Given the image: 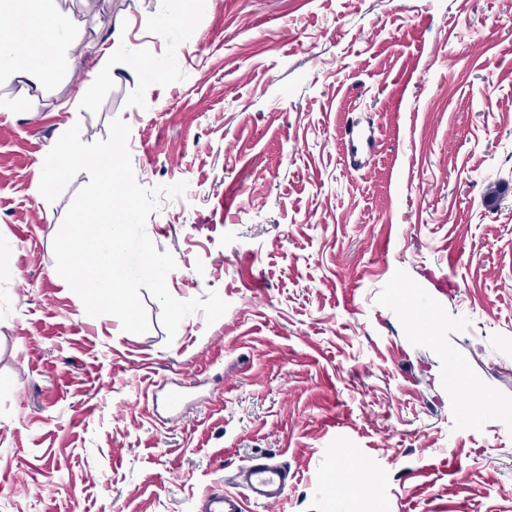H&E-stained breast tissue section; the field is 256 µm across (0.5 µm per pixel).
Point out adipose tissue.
<instances>
[{"mask_svg":"<svg viewBox=\"0 0 512 512\" xmlns=\"http://www.w3.org/2000/svg\"><path fill=\"white\" fill-rule=\"evenodd\" d=\"M74 28L73 21L51 15L35 5L28 9L23 23L0 30V52H7L18 78L26 79L34 74L47 78L53 71L48 46L59 42L64 31Z\"/></svg>","mask_w":512,"mask_h":512,"instance_id":"1","label":"adipose tissue"}]
</instances>
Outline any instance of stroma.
Segmentation results:
<instances>
[{
  "label": "stroma",
  "mask_w": 512,
  "mask_h": 512,
  "mask_svg": "<svg viewBox=\"0 0 512 512\" xmlns=\"http://www.w3.org/2000/svg\"><path fill=\"white\" fill-rule=\"evenodd\" d=\"M45 3L82 33L48 79L0 70V512H200L265 456L288 494L247 512H512V411L459 392L512 403V0ZM117 118L141 186L188 184L146 233L215 323L168 337L144 289L128 333L56 271L89 176L49 202L38 163Z\"/></svg>",
  "instance_id": "1"
}]
</instances>
